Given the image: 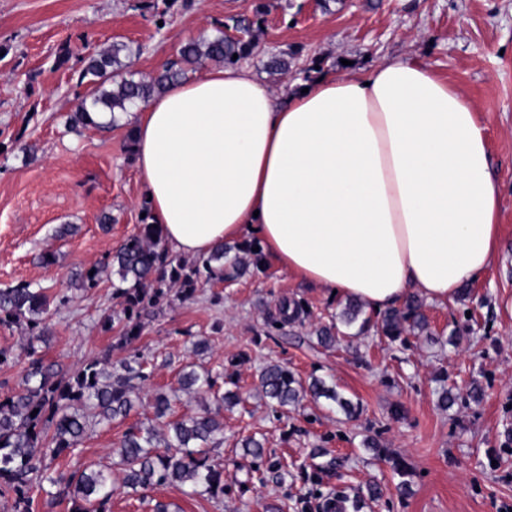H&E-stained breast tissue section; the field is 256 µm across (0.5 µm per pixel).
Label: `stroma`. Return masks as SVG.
<instances>
[{"instance_id": "obj_1", "label": "stroma", "mask_w": 512, "mask_h": 512, "mask_svg": "<svg viewBox=\"0 0 512 512\" xmlns=\"http://www.w3.org/2000/svg\"><path fill=\"white\" fill-rule=\"evenodd\" d=\"M257 17L263 34L247 63L264 75L274 53L290 71L270 79L279 98L305 79L312 57L342 75L397 56L422 59L460 88L484 129L490 170L502 196L497 257L467 295L424 303L429 333L390 341L376 330L318 344L343 296L288 274L271 258L228 283L204 285L146 316L140 338L117 348L101 319L116 309L111 279L93 292L70 290L72 271L89 267L136 231L144 202L134 160L125 150L130 122L109 129L67 130L86 86L85 59L112 42L131 45V69L146 78L175 59L189 40L215 34L229 18ZM112 223L100 224L102 214ZM62 224L77 225L60 238ZM56 258L51 266L41 254ZM29 282L67 291V306L50 309L52 329L40 351L70 372L103 355L138 352L152 372L140 391L176 386L183 367L224 372L238 385L239 406L224 410V442L211 450L224 470L219 499L178 486L118 492L112 512H302V499H360L358 512H501L512 505V0H0V288ZM299 302L300 319L280 320L283 302ZM209 342L206 353L194 341ZM27 332L0 328V349L15 362L0 367V396L21 378ZM287 364L302 381L324 378L357 407L347 415L326 399L304 398L281 410L263 397L258 374ZM480 387V400L470 392ZM454 401L441 407L440 393ZM124 424L99 426L59 469L112 461ZM262 439L263 457L244 455L242 439ZM375 440L411 468L412 494L400 498L389 464L366 449ZM323 449L320 457L311 456ZM281 459L284 482L259 483L269 461ZM379 498L363 497L368 483Z\"/></svg>"}]
</instances>
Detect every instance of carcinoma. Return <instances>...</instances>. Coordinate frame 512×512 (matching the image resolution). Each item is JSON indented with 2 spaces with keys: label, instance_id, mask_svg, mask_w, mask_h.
I'll use <instances>...</instances> for the list:
<instances>
[{
  "label": "carcinoma",
  "instance_id": "cac0c4a2",
  "mask_svg": "<svg viewBox=\"0 0 512 512\" xmlns=\"http://www.w3.org/2000/svg\"><path fill=\"white\" fill-rule=\"evenodd\" d=\"M245 33L229 38L225 30ZM256 47L254 22L247 17L232 19L211 37L191 40L181 46L176 59L166 62L147 80L134 79L126 59L130 46L114 43L108 50L90 58L79 74V82L88 86L80 107L66 121L70 129L95 126L90 113L109 111L130 113L169 87L189 79L206 61L239 63L253 55ZM238 59H233V55ZM271 74L285 75L289 62L285 55H273L264 63ZM256 244L236 248H218L191 263L170 254L157 224L141 219L137 230L99 264L72 274L71 287L88 292L99 287L101 274L116 269L119 284L113 285L112 298L119 310L102 318L105 331L119 328L118 345L137 339L145 315L176 299L194 296L197 288L225 279L224 266L237 271L262 266V254ZM70 301L67 295H55L48 288H34L21 282L0 288V327L23 326L28 332L27 366L17 388L0 399V495L14 501V512H33V484H47L51 500L67 501L70 512H111L112 496L123 487L132 491L171 485L187 486L192 494L224 496V478L208 455V448L224 441V406L240 403L238 392L224 390L211 373L185 370L179 378L182 390H194L207 396L200 413L181 417L167 425L162 433L142 421L130 426L119 446L112 451V467L86 468L65 473L53 467L63 453L78 448L87 434L98 425L123 422L135 411L139 395L135 381L148 378L145 361L136 353L119 362L109 355L87 362L79 369L61 374L56 364L47 362L37 344L46 341L51 329L44 314L51 304L61 307ZM347 335H361L370 319L362 308L350 303L337 315ZM379 329L392 341L408 333H423L429 324L415 296L403 307L390 308L381 317ZM265 397L284 408L305 396L324 397L347 412L352 403L319 378L303 385L295 374L280 364L267 366L260 376ZM176 394L156 393L151 407L157 418L171 411ZM36 415H31L33 410ZM402 496L412 494V471L399 460L392 461Z\"/></svg>",
  "mask_w": 512,
  "mask_h": 512
}]
</instances>
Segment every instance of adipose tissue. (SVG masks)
Masks as SVG:
<instances>
[{
	"instance_id": "adipose-tissue-1",
	"label": "adipose tissue",
	"mask_w": 512,
	"mask_h": 512,
	"mask_svg": "<svg viewBox=\"0 0 512 512\" xmlns=\"http://www.w3.org/2000/svg\"><path fill=\"white\" fill-rule=\"evenodd\" d=\"M150 223L185 256L255 239L288 273L386 310L447 302L495 261L501 196L477 111L393 57L297 82L224 65L131 112Z\"/></svg>"
}]
</instances>
